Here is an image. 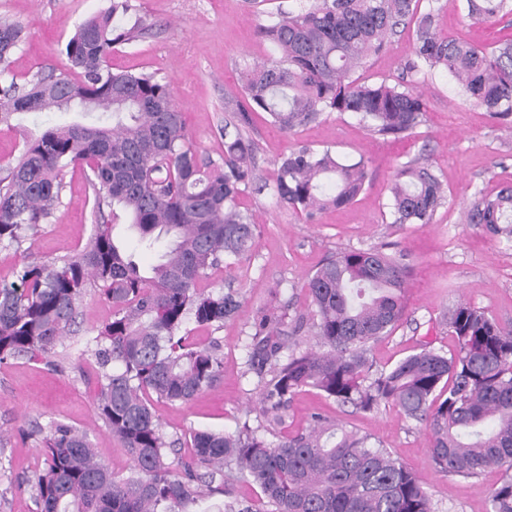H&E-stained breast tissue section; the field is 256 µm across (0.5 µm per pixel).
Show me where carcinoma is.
Here are the masks:
<instances>
[{
	"instance_id": "1",
	"label": "carcinoma",
	"mask_w": 512,
	"mask_h": 512,
	"mask_svg": "<svg viewBox=\"0 0 512 512\" xmlns=\"http://www.w3.org/2000/svg\"><path fill=\"white\" fill-rule=\"evenodd\" d=\"M466 8L468 18L487 21L509 11V3L466 0ZM130 9L129 0H112L111 10L79 24L66 44L77 77L51 73L0 90V124L21 112L100 113L90 124L47 129L8 165L0 247L21 246L46 222L70 165L88 167L94 189L116 206L112 223L94 225L80 253L28 262L18 282L0 284V362L49 360L87 288L112 305L111 320L93 338L100 378L94 407L130 455V473H113L85 431L58 422L40 427L44 467L31 484L39 512H192L231 465L259 487L262 507L227 503L217 512H434L416 473L381 443L318 416L304 431L273 440L248 428L194 431L193 455L168 462L170 442L151 396L185 404L223 376L219 344L191 340L186 325L218 329L241 307L237 292L201 283L253 249L255 224L237 199L257 180L256 148L239 132L224 140L220 160L202 156L167 82L112 71V47L135 32L113 20ZM413 20L418 38L406 71L422 64L443 69L472 104L511 120L512 40L487 51L442 37L434 11L417 14V0H319L260 27L279 57L243 72L239 121L246 125L249 113L262 110L291 132L325 112H343L382 136L413 133L426 112L422 94L404 80L353 78ZM23 38V27L0 22L1 73ZM367 177L362 158L296 145L279 161L273 189L281 203L311 219L353 203ZM389 192L395 224H428L446 200L442 181L420 159L395 170ZM122 218L139 242L168 241L155 265L139 266L116 239ZM467 221L512 239V186L477 198ZM410 273L409 265L372 248L339 251L307 276L302 288L318 351L292 348L289 330L302 328L304 317L290 316L289 306L257 312L247 366L259 377L265 422L282 425L292 396L304 388L362 411L391 404L423 426L439 471L468 478L502 469L489 512H512V326L459 301L445 319L453 349L426 342L391 367L373 369L369 344L402 320Z\"/></svg>"
}]
</instances>
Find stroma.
<instances>
[{"label":"stroma","mask_w":512,"mask_h":512,"mask_svg":"<svg viewBox=\"0 0 512 512\" xmlns=\"http://www.w3.org/2000/svg\"><path fill=\"white\" fill-rule=\"evenodd\" d=\"M122 26L140 23L138 36L113 47V71L147 73L169 82L185 126L200 153L224 151V136L235 131L256 147L258 183L239 198L241 210L256 226L251 254L215 282L238 291V315L219 329L192 328L193 340H218L224 359L222 379L186 404L158 401L154 409L175 449L170 460L187 457L195 430L236 432L242 426L265 429L257 376L249 371L247 344L257 309L276 300L291 311L308 313L301 285L307 275L336 252L382 249L404 254L411 266L407 310L389 336L371 343L375 368L393 365L420 343L449 350L452 340L442 316L454 303L467 301L500 322L512 323V240L487 225L470 224L466 215L483 194L512 184V126L493 119L467 101L455 81L440 69L406 72L417 40L416 24L392 38L380 54L357 72L365 82H397L408 77L426 102L422 124L413 134L381 137L348 114L327 112L308 125L285 133L267 113H252L248 125L235 127L231 107L241 95L244 67L274 59L272 46L258 35L270 13L298 10L300 0H130ZM112 0H0V21L21 24L24 41L11 57L17 83L49 72L70 71L65 45L78 25L107 12ZM419 11L435 10L439 34L493 49L512 39V13L487 22L468 18L465 0H419ZM78 113L30 112L0 125V188L7 164L18 158L27 139L47 128L81 121ZM297 144L349 159H367L370 176L351 205L329 208L314 219L280 204L271 184L281 157ZM425 156L447 190V201L428 224L392 223L388 184L397 167ZM110 203L96 205L85 170L67 167L60 205L21 248H0V280L13 281L27 261L74 255L86 246L95 224L111 219ZM112 316V306L87 290L65 349L51 362L10 359L0 364V512H37L26 485L44 466L40 437L32 424L59 421L86 430L99 459L126 474L130 458L119 440L94 415L97 366L87 343ZM337 420L381 442L412 468L435 503V512H489V494L502 480L498 468L474 478L437 471L422 427L397 408L359 411L309 389L294 396L286 413L287 430L304 429L313 416Z\"/></svg>","instance_id":"35a3bbf8"}]
</instances>
